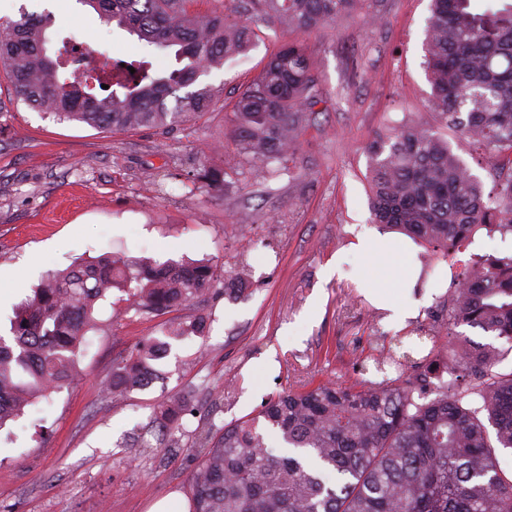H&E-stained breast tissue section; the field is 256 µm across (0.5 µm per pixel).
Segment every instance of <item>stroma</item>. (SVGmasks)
I'll return each instance as SVG.
<instances>
[{
    "label": "stroma",
    "instance_id": "1",
    "mask_svg": "<svg viewBox=\"0 0 512 512\" xmlns=\"http://www.w3.org/2000/svg\"><path fill=\"white\" fill-rule=\"evenodd\" d=\"M190 11L257 28L248 53L206 76L216 104L167 129L112 132L18 102L0 73V326L46 272L118 252L135 259H208L219 278L250 272L238 297L208 295L164 315L130 308L116 291L98 313L71 383L0 429V512H150L189 507L196 428L256 414L271 397L318 383L358 382L356 365L377 336L428 329L449 291L437 262L411 295L414 318L395 323L368 294L359 241L380 233L370 211L367 145L390 125L438 120L424 67L430 0H364L335 29L305 35L320 101L283 170L241 163L233 105L289 32L256 23L247 0H190ZM51 14L49 52L91 48L102 61L138 58L135 35L103 22L81 0H0V22ZM225 170L213 189L188 182ZM207 321L205 338L173 343L145 390L114 401L101 391L114 360L172 321ZM164 396L189 401L176 448L137 436Z\"/></svg>",
    "mask_w": 512,
    "mask_h": 512
}]
</instances>
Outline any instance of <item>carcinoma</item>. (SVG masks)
Returning a JSON list of instances; mask_svg holds the SVG:
<instances>
[{"mask_svg":"<svg viewBox=\"0 0 512 512\" xmlns=\"http://www.w3.org/2000/svg\"><path fill=\"white\" fill-rule=\"evenodd\" d=\"M106 23L137 36L147 52L175 49L179 67L159 72L149 60L112 63L101 97L66 73L62 46L48 54V16L0 23V66L16 99L67 121L123 131L166 129L215 105L198 80L249 51L253 29L224 16L191 13L188 0H82ZM362 0H256L265 22L304 35L327 28ZM474 0H431L425 67L431 108L445 127L492 156L494 187L452 151L447 138L419 119L388 127L368 147L375 223L450 257L479 230L512 233V5L477 12ZM135 72H130L129 68ZM319 80L300 41L271 54L232 110L239 160L284 163L318 102ZM174 98L176 108L167 106ZM204 260L157 262L103 254L48 273L14 308L0 335V427L35 400L68 384L96 310L117 288L142 313L164 315L216 293ZM453 288L433 311L452 334L479 328L512 351V255H485L452 274ZM200 319L171 326L112 364L106 394L150 387L170 341L201 336ZM412 351H420L419 341ZM376 361L398 376L354 387L319 384L285 391L256 415L196 431L191 512H512V470L497 449L512 448V369L492 345L460 353L432 347ZM185 405L174 397L154 409L150 428L182 429Z\"/></svg>","mask_w":512,"mask_h":512,"instance_id":"1","label":"carcinoma"}]
</instances>
